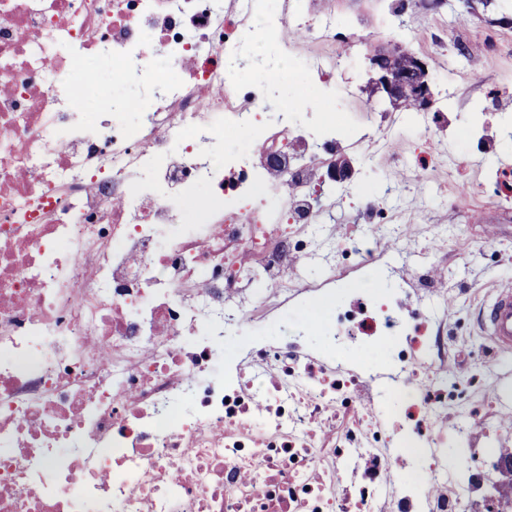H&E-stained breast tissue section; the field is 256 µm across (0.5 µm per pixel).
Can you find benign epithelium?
Here are the masks:
<instances>
[{"label":"benign epithelium","instance_id":"benign-epithelium-1","mask_svg":"<svg viewBox=\"0 0 512 512\" xmlns=\"http://www.w3.org/2000/svg\"><path fill=\"white\" fill-rule=\"evenodd\" d=\"M369 63L374 93L396 107L431 108L434 94L424 59L397 46L376 50Z\"/></svg>","mask_w":512,"mask_h":512}]
</instances>
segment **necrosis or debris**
Wrapping results in <instances>:
<instances>
[{"label": "necrosis or debris", "instance_id": "necrosis-or-debris-1", "mask_svg": "<svg viewBox=\"0 0 512 512\" xmlns=\"http://www.w3.org/2000/svg\"><path fill=\"white\" fill-rule=\"evenodd\" d=\"M0 0V512H478L448 469L444 323L364 288L321 348L294 322L348 276L312 230L320 175L346 148L335 125L270 122L281 71L232 83L249 40L335 20L269 0ZM94 55L113 88L144 94L89 118L70 76ZM446 112L419 113L417 169L438 166ZM245 132L223 159L205 144ZM209 201L185 221L191 189ZM319 260L327 280L289 275ZM385 355L405 415L384 404L358 345ZM422 481L395 486L394 437Z\"/></svg>", "mask_w": 512, "mask_h": 512}]
</instances>
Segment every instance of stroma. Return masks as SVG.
Masks as SVG:
<instances>
[{
	"mask_svg": "<svg viewBox=\"0 0 512 512\" xmlns=\"http://www.w3.org/2000/svg\"><path fill=\"white\" fill-rule=\"evenodd\" d=\"M443 14L432 15L418 0H311L309 12L328 15L345 35L332 47L348 62L335 86L317 88L303 70L284 77L265 107L301 97L317 98L322 111L335 114L337 126L359 135H384L385 153L362 152L352 195L325 189L316 208L325 227L346 240L370 232L362 207L364 193L387 198L400 218L385 229V266L401 270L436 264L441 278L435 295L448 301V358L444 368L458 402L476 408L468 442L450 448L449 463L485 468L486 449L512 448V352L497 350L477 323L481 306L495 286L512 280V204L499 206L475 198L473 187L500 166L512 167V97L489 91L512 87V0H446ZM398 43L424 58L435 95H447L452 123L445 136L455 144L468 128L486 127L485 153L466 155L456 174L455 199L442 202L433 175L402 167L414 133L411 108H389L370 95L366 59L379 45ZM388 113L389 131L363 124L367 109Z\"/></svg>",
	"mask_w": 512,
	"mask_h": 512,
	"instance_id": "35a3bbf8",
	"label": "stroma"
}]
</instances>
